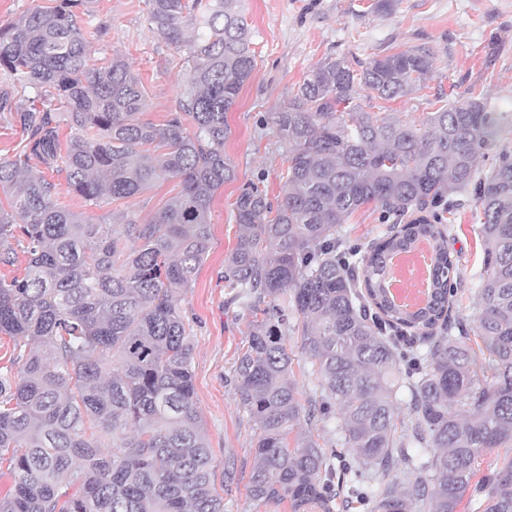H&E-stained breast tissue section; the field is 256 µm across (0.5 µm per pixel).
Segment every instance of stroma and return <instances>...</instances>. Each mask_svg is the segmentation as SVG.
<instances>
[{"label":"stroma","instance_id":"1","mask_svg":"<svg viewBox=\"0 0 512 512\" xmlns=\"http://www.w3.org/2000/svg\"><path fill=\"white\" fill-rule=\"evenodd\" d=\"M373 0H243L252 28L256 67L227 115L231 129L224 152L236 169L211 206L212 244L191 288L177 295L192 327V364L197 407L214 452L216 488L224 512H287L259 504L245 486L255 465L254 431L240 409L229 379L248 340V322L230 304L221 273L236 245L239 226L234 202L241 189L261 181L269 201L282 200V175L288 163L266 113L287 102L307 71L328 56L365 62L423 46L436 56L427 92L450 100L475 88L487 97L502 126L498 146L512 149V0H395L391 15L371 11ZM94 15L81 27L106 26L105 36L90 38L88 52L99 65L118 55L140 79L148 107L143 120L166 122L185 90L183 60L174 47L150 30L147 0H96ZM59 183V201L99 223L124 211L147 220L178 191L176 181H158L130 199L94 207ZM450 226L449 248L458 260V291L453 316L473 321L479 310L481 210L474 193L458 197Z\"/></svg>","mask_w":512,"mask_h":512}]
</instances>
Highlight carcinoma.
<instances>
[{
    "mask_svg": "<svg viewBox=\"0 0 512 512\" xmlns=\"http://www.w3.org/2000/svg\"><path fill=\"white\" fill-rule=\"evenodd\" d=\"M241 2L149 0L152 31L180 53L187 80L160 126L140 120L145 98L123 58L89 67L77 18L93 16L94 0H56L0 28V68L35 91L28 102L0 93V112L26 133L21 152L0 157V266H16L12 240L27 254L0 278V335L14 340L16 367L0 373V466L12 478L0 512H224L177 293L211 249L216 192L236 179L227 114L255 68ZM434 65L423 48L357 69L327 57L264 117L288 161L283 199L274 208L257 183L241 189L221 275L249 324L230 384L255 432V502L335 512L333 472L307 425L336 408L355 455L345 506L459 512L473 491L483 512H512V457L476 479L478 458L512 446V150L479 174L500 126L471 93L419 121L357 103L361 89L412 95ZM33 160L95 206L159 180L180 190L149 220L96 224L59 203ZM470 190L483 215L474 328L451 314L457 265L442 225L450 198ZM369 205L386 236L350 250L342 225ZM420 238L435 244L432 294L410 314L386 296L388 260ZM295 335L309 394L294 376Z\"/></svg>",
    "mask_w": 512,
    "mask_h": 512,
    "instance_id": "1",
    "label": "carcinoma"
}]
</instances>
